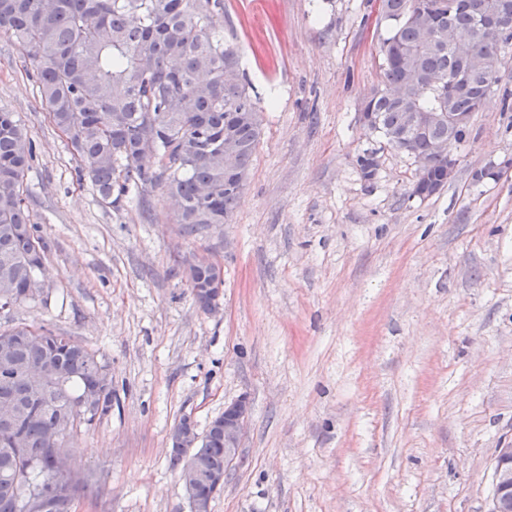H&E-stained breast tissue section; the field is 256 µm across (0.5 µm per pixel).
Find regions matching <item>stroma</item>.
Here are the masks:
<instances>
[{
	"label": "stroma",
	"instance_id": "stroma-1",
	"mask_svg": "<svg viewBox=\"0 0 512 512\" xmlns=\"http://www.w3.org/2000/svg\"><path fill=\"white\" fill-rule=\"evenodd\" d=\"M386 35L367 0H224L263 135L233 215L189 235L162 187L101 204L0 34L49 289L0 329L75 337L112 372L111 411L70 442V512H190L170 435L242 396L248 431L210 512H488L512 442V177L472 173L512 157V109L491 94L454 180L411 196L413 161L358 121ZM194 253L224 271L211 314L185 277Z\"/></svg>",
	"mask_w": 512,
	"mask_h": 512
}]
</instances>
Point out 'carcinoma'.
Returning a JSON list of instances; mask_svg holds the SVG:
<instances>
[{
    "instance_id": "cac0c4a2",
    "label": "carcinoma",
    "mask_w": 512,
    "mask_h": 512,
    "mask_svg": "<svg viewBox=\"0 0 512 512\" xmlns=\"http://www.w3.org/2000/svg\"><path fill=\"white\" fill-rule=\"evenodd\" d=\"M393 26L383 40L382 83L365 96L374 130L387 144L412 132L411 113L441 119L417 136L435 172L448 169V113L476 112V95L499 88V74L477 76L453 93L426 83L408 85V67L452 76L461 70L446 46L423 44L410 16L420 0H380ZM443 5L440 24L469 29L473 10ZM0 32L22 47L36 68L38 92L53 125L67 138L101 200L117 205L130 189L161 185L176 197L179 223L191 234L224 224L244 184L224 185V128L238 146L234 164L247 177L263 132L262 116L240 73L236 47L224 39V0H0ZM512 40H477L472 52L500 69ZM393 87L406 88L394 99ZM34 157L17 113L0 108V310L47 302L37 272L44 245L26 202L23 178ZM215 264L192 268L191 294L211 311L206 289ZM41 367L50 391L30 401L25 372ZM12 402L23 419H0V512H68L81 489L76 472L52 471L54 436L63 420L83 425L112 409L109 365L80 341L43 326L0 331V403ZM210 422L192 463L200 472L192 497L209 503L213 475H224V434Z\"/></svg>"
}]
</instances>
